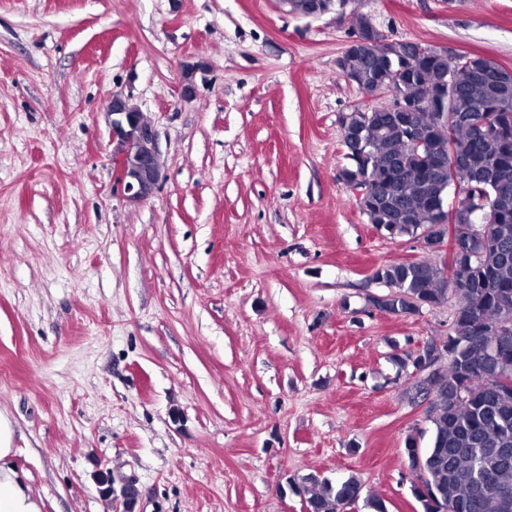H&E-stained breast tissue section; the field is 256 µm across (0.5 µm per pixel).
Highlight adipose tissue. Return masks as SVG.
<instances>
[{"mask_svg":"<svg viewBox=\"0 0 512 512\" xmlns=\"http://www.w3.org/2000/svg\"><path fill=\"white\" fill-rule=\"evenodd\" d=\"M13 426L0 414V512H43V501L25 484L11 463Z\"/></svg>","mask_w":512,"mask_h":512,"instance_id":"ef3b65f1","label":"adipose tissue"}]
</instances>
